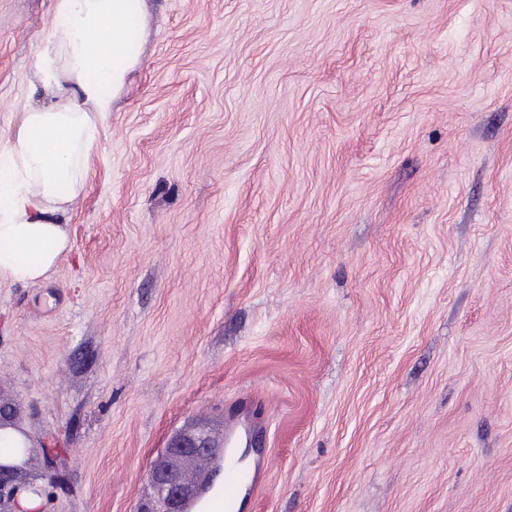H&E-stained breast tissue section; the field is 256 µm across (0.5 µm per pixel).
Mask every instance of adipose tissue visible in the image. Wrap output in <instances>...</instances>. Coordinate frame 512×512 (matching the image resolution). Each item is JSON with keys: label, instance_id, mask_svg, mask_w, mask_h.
<instances>
[{"label": "adipose tissue", "instance_id": "obj_1", "mask_svg": "<svg viewBox=\"0 0 512 512\" xmlns=\"http://www.w3.org/2000/svg\"><path fill=\"white\" fill-rule=\"evenodd\" d=\"M141 0H56L32 70L45 100L0 134V279L37 282L70 243L58 215L80 196L98 127L142 63Z\"/></svg>", "mask_w": 512, "mask_h": 512}]
</instances>
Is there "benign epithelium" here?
<instances>
[{
  "mask_svg": "<svg viewBox=\"0 0 512 512\" xmlns=\"http://www.w3.org/2000/svg\"><path fill=\"white\" fill-rule=\"evenodd\" d=\"M222 442L212 432L190 427L176 435L167 445L165 453L149 470V484L160 490L157 503H149L142 512H181L183 501L196 494L200 484L211 485L220 470L210 467V459ZM56 456L46 455L43 481L58 485ZM30 487L13 479L9 470L0 466V496L16 498Z\"/></svg>",
  "mask_w": 512,
  "mask_h": 512,
  "instance_id": "1",
  "label": "benign epithelium"
}]
</instances>
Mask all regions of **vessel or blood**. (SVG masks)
I'll return each instance as SVG.
<instances>
[{"label":"vessel or blood","mask_w":512,"mask_h":512,"mask_svg":"<svg viewBox=\"0 0 512 512\" xmlns=\"http://www.w3.org/2000/svg\"><path fill=\"white\" fill-rule=\"evenodd\" d=\"M236 422H228L224 432V488L212 491L202 488L199 495L190 499L186 512H240L247 494L255 493L264 478L262 454H255L248 464H240L232 451L236 443Z\"/></svg>","instance_id":"b4317fda"}]
</instances>
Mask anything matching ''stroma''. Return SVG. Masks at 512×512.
I'll list each match as a JSON object with an SVG mask.
<instances>
[{
	"label": "stroma",
	"instance_id": "obj_1",
	"mask_svg": "<svg viewBox=\"0 0 512 512\" xmlns=\"http://www.w3.org/2000/svg\"><path fill=\"white\" fill-rule=\"evenodd\" d=\"M53 0H0V130ZM69 249L0 281L46 512L253 419L244 512H512V0H145Z\"/></svg>",
	"mask_w": 512,
	"mask_h": 512
}]
</instances>
